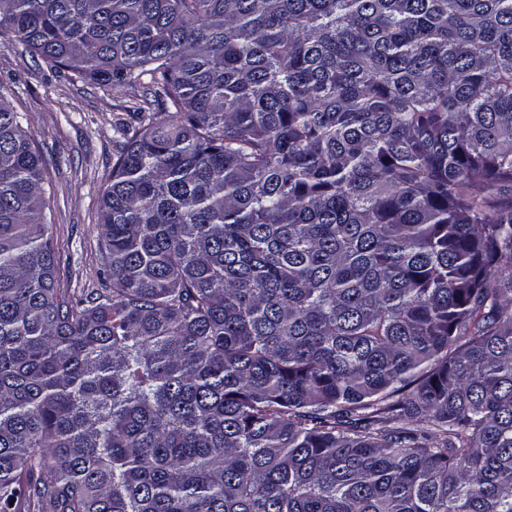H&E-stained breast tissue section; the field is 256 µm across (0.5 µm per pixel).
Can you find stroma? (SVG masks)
<instances>
[{"label": "stroma", "instance_id": "1", "mask_svg": "<svg viewBox=\"0 0 512 512\" xmlns=\"http://www.w3.org/2000/svg\"><path fill=\"white\" fill-rule=\"evenodd\" d=\"M0 94L26 113L47 162L46 235L54 246L59 287L76 296L104 287L100 200L124 142L118 124L130 119L133 89L73 82L21 47L0 46Z\"/></svg>", "mask_w": 512, "mask_h": 512}]
</instances>
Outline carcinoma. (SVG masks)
Instances as JSON below:
<instances>
[{"mask_svg":"<svg viewBox=\"0 0 512 512\" xmlns=\"http://www.w3.org/2000/svg\"><path fill=\"white\" fill-rule=\"evenodd\" d=\"M142 88L57 287L0 97V512H512V0H0Z\"/></svg>","mask_w":512,"mask_h":512,"instance_id":"obj_1","label":"carcinoma"}]
</instances>
